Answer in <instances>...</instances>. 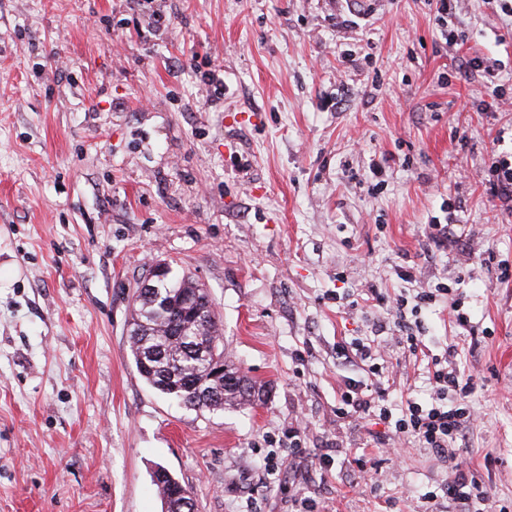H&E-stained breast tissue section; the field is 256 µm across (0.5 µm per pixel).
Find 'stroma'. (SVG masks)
Segmentation results:
<instances>
[{
    "instance_id": "35a3bbf8",
    "label": "stroma",
    "mask_w": 512,
    "mask_h": 512,
    "mask_svg": "<svg viewBox=\"0 0 512 512\" xmlns=\"http://www.w3.org/2000/svg\"><path fill=\"white\" fill-rule=\"evenodd\" d=\"M163 9L159 25L127 0H0V512H161L158 465L194 512H294L304 496L320 512H425L419 492L445 465L409 448L356 485L349 459L370 426L336 416L342 381L364 375L337 366L336 345L382 312L339 313L332 295L397 290L409 268L465 298L483 419L463 461L512 504V281L497 278L512 216L485 190L512 105L477 109L487 82L458 69L496 59L512 96V18L462 0L459 46L426 0ZM191 57L197 69L180 68ZM201 69L223 75L220 102ZM450 198L460 248L428 237ZM158 263L208 289L265 405L190 410L139 377L129 305ZM417 319L432 351L456 334L443 302ZM387 359L395 402L429 401L420 360L394 346ZM325 453L342 466L320 469Z\"/></svg>"
}]
</instances>
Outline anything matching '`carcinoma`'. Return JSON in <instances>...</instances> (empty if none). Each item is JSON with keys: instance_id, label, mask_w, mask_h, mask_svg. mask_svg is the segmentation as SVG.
<instances>
[{"instance_id": "cac0c4a2", "label": "carcinoma", "mask_w": 512, "mask_h": 512, "mask_svg": "<svg viewBox=\"0 0 512 512\" xmlns=\"http://www.w3.org/2000/svg\"><path fill=\"white\" fill-rule=\"evenodd\" d=\"M183 294L192 295L200 301L202 314L199 323L181 336L175 328L177 313L173 304ZM130 316V351L139 376L151 388L177 400L188 409H209L207 404L201 402L200 396L185 390L187 378L207 375L205 362L189 351L190 346L196 345L204 350L209 359L223 361L227 373L244 383L241 388L224 386V401L218 409L256 404L255 395L263 392V389L228 360L221 337L220 317L207 289L193 277H146L131 301ZM143 358L150 361V369L141 368ZM152 482L159 497L166 501L167 512H175L174 505L184 498L188 489L172 475H161L156 470L152 472Z\"/></svg>"}]
</instances>
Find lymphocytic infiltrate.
Instances as JSON below:
<instances>
[{"mask_svg":"<svg viewBox=\"0 0 512 512\" xmlns=\"http://www.w3.org/2000/svg\"><path fill=\"white\" fill-rule=\"evenodd\" d=\"M490 196L500 210L512 214V154L491 151L487 163ZM406 289L392 294L371 292L376 307L392 318V339L403 352L423 355L433 397L428 404L407 401L401 416H394L389 391L381 381L388 368L384 355L382 326H375L370 337L357 349L339 344L337 358L344 363L353 358L366 362V379L346 378L336 394V415L384 425V432L372 435L378 454L393 453L395 448L415 445L429 449L449 469L448 482L424 492L426 501L451 507L453 512H492L493 494L486 484L475 480L462 467L460 451L468 431L476 426L479 414L469 401L473 391V372L463 364L457 344H449L442 353L428 350L419 324L406 317L408 304L422 308L437 299L448 303V317L459 335L473 332L471 320L463 310V301L455 288L445 283L420 285L412 271L400 274Z\"/></svg>","mask_w":512,"mask_h":512,"instance_id":"f902f5d3","label":"lymphocytic infiltrate"}]
</instances>
